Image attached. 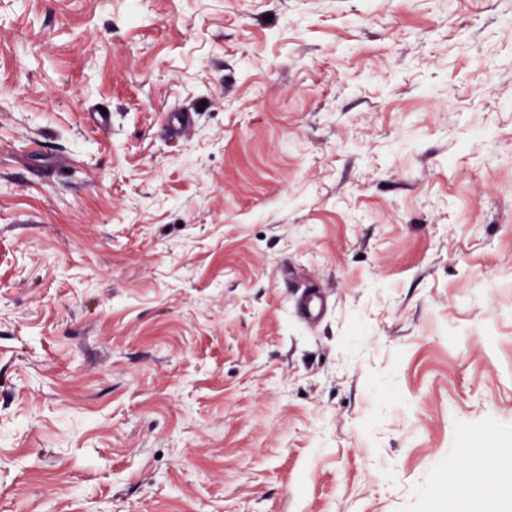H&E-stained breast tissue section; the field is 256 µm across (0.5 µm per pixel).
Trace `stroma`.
Masks as SVG:
<instances>
[{
  "mask_svg": "<svg viewBox=\"0 0 512 512\" xmlns=\"http://www.w3.org/2000/svg\"><path fill=\"white\" fill-rule=\"evenodd\" d=\"M476 439L512 0H0V512H448ZM299 313L309 322L320 320L324 313L322 299L314 292H306L299 302Z\"/></svg>",
  "mask_w": 512,
  "mask_h": 512,
  "instance_id": "obj_1",
  "label": "stroma"
}]
</instances>
